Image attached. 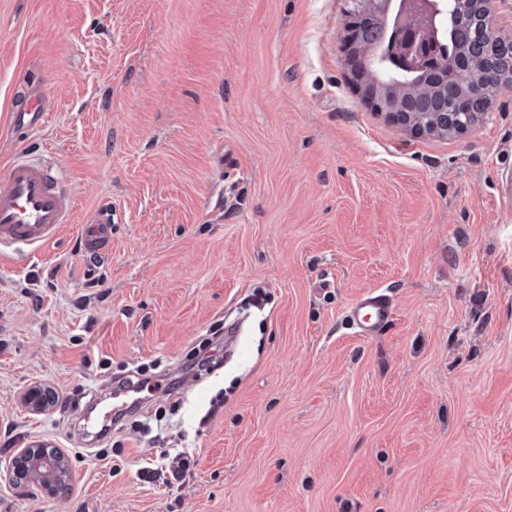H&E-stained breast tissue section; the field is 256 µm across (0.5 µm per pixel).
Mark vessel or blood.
I'll use <instances>...</instances> for the list:
<instances>
[{
  "label": "vessel or blood",
  "mask_w": 512,
  "mask_h": 512,
  "mask_svg": "<svg viewBox=\"0 0 512 512\" xmlns=\"http://www.w3.org/2000/svg\"><path fill=\"white\" fill-rule=\"evenodd\" d=\"M40 97L30 98L24 110L14 112L13 123L27 130L45 121ZM75 208L73 196L62 188L56 172L24 159L14 160L0 187V246L43 247L52 242L62 224L68 223ZM112 209H97L84 227L89 252L107 250L110 242ZM394 305L388 290L376 288L362 294L349 310L358 335L378 334L392 319Z\"/></svg>",
  "instance_id": "obj_1"
}]
</instances>
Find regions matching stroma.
<instances>
[{"label": "stroma", "instance_id": "35a3bbf8", "mask_svg": "<svg viewBox=\"0 0 512 512\" xmlns=\"http://www.w3.org/2000/svg\"><path fill=\"white\" fill-rule=\"evenodd\" d=\"M349 6L0 0V186L23 153L75 198L0 255V467L45 443L71 478L0 479V512H512V86L411 134L352 78ZM35 89L46 124L13 127ZM373 288L396 312L361 336ZM118 375L147 385L115 422ZM84 226V239L87 250L98 253L107 250L110 242V225L112 224L111 206H102L97 209ZM394 305L387 289L376 288L362 294L349 310L353 329L361 336L378 334L392 319Z\"/></svg>", "mask_w": 512, "mask_h": 512}]
</instances>
